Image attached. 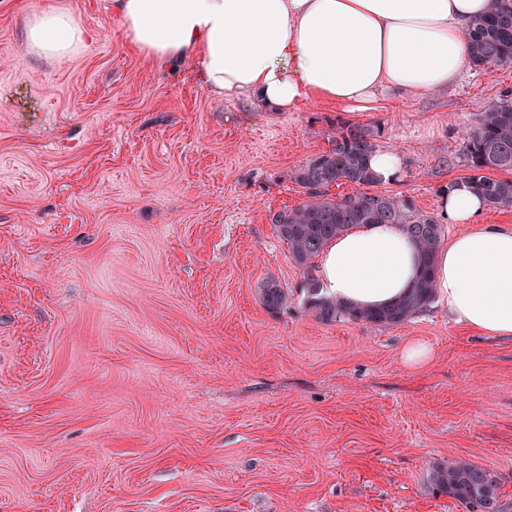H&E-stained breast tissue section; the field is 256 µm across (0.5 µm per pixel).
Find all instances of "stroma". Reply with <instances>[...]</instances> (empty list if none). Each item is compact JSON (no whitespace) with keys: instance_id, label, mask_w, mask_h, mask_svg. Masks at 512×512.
Here are the masks:
<instances>
[{"instance_id":"stroma-1","label":"stroma","mask_w":512,"mask_h":512,"mask_svg":"<svg viewBox=\"0 0 512 512\" xmlns=\"http://www.w3.org/2000/svg\"><path fill=\"white\" fill-rule=\"evenodd\" d=\"M47 3L93 39L38 58L0 0V512H465L427 481L459 458L497 472L512 512V340L435 303L318 321L269 222L345 123L404 157L377 191L438 216L512 64L366 111L265 112L128 51L105 0H28ZM411 341L423 369L402 363ZM259 295L263 306L276 312L288 303V294L274 277H268L259 288ZM431 357V348L422 342H411L401 352L403 364L410 369H418L425 366Z\"/></svg>"}]
</instances>
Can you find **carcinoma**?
<instances>
[{
	"instance_id": "obj_1",
	"label": "carcinoma",
	"mask_w": 512,
	"mask_h": 512,
	"mask_svg": "<svg viewBox=\"0 0 512 512\" xmlns=\"http://www.w3.org/2000/svg\"><path fill=\"white\" fill-rule=\"evenodd\" d=\"M492 10L472 21L466 32L470 63H512V0H492ZM380 128L376 124L340 126L330 148L298 167L292 178L307 200L296 208L270 216L279 238L288 243L294 262L305 269L307 306L315 318L332 322L349 317L374 325L400 324L422 312L433 300L436 254L443 240V225L416 209L407 198L358 191L339 199L329 197V187L346 183L378 184L369 167ZM461 154L470 174L463 183L478 193L491 208L512 207V179L494 178L490 171L512 173V98L492 103L478 124L464 135ZM363 224H399L418 244L422 272L414 286L398 302L377 311L354 312L320 294L312 275L316 258L325 246L348 228ZM263 306L276 312L288 303V294L273 277L259 288ZM430 487L456 500L469 512H500L498 476L481 466L460 459L432 467Z\"/></svg>"
}]
</instances>
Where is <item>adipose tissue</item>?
<instances>
[{"label": "adipose tissue", "instance_id": "obj_1", "mask_svg": "<svg viewBox=\"0 0 512 512\" xmlns=\"http://www.w3.org/2000/svg\"><path fill=\"white\" fill-rule=\"evenodd\" d=\"M490 0H110L124 46L170 68L190 60L215 97L250 94L261 107L303 100L360 107L380 94L445 90L469 63L465 33ZM25 43L60 60L86 46L77 16L27 13ZM467 186L440 193V216L468 232L440 248L434 295L458 324L512 338V230L482 223ZM420 272L416 243L395 224L352 227L326 248L324 293L356 309L387 307Z\"/></svg>", "mask_w": 512, "mask_h": 512}]
</instances>
